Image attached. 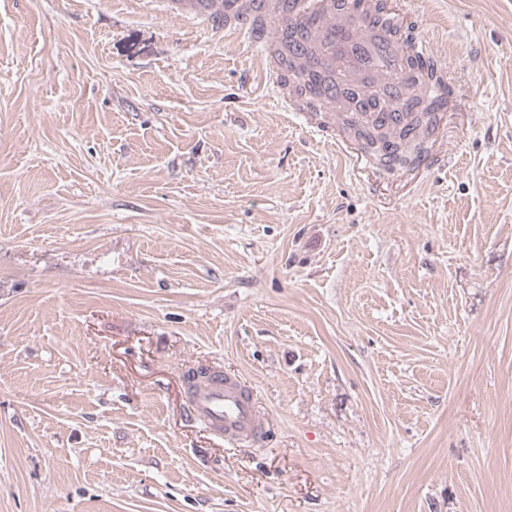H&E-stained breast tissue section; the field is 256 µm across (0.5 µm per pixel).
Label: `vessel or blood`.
Here are the masks:
<instances>
[{
  "label": "vessel or blood",
  "mask_w": 512,
  "mask_h": 512,
  "mask_svg": "<svg viewBox=\"0 0 512 512\" xmlns=\"http://www.w3.org/2000/svg\"><path fill=\"white\" fill-rule=\"evenodd\" d=\"M174 9L193 13L225 34L241 35L259 48L269 81L284 92L283 59L297 81L307 83V103L290 100L317 135L333 138L352 123L395 131L408 125L416 137L414 99L444 111L451 80L421 79L434 59L428 41L405 27L400 13L382 0H171ZM188 409L197 420L236 445L262 438L264 416L252 391L239 380L216 377L191 388Z\"/></svg>",
  "instance_id": "vessel-or-blood-1"
}]
</instances>
